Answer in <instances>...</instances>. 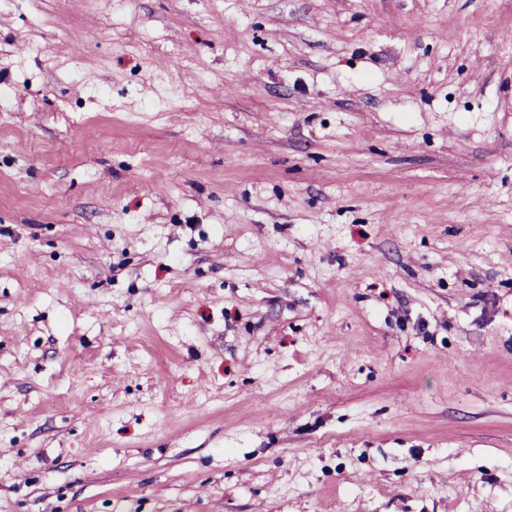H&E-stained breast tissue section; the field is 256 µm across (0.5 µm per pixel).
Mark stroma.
I'll use <instances>...</instances> for the list:
<instances>
[{"mask_svg":"<svg viewBox=\"0 0 512 512\" xmlns=\"http://www.w3.org/2000/svg\"><path fill=\"white\" fill-rule=\"evenodd\" d=\"M0 512H512V0H0Z\"/></svg>","mask_w":512,"mask_h":512,"instance_id":"1","label":"stroma"}]
</instances>
